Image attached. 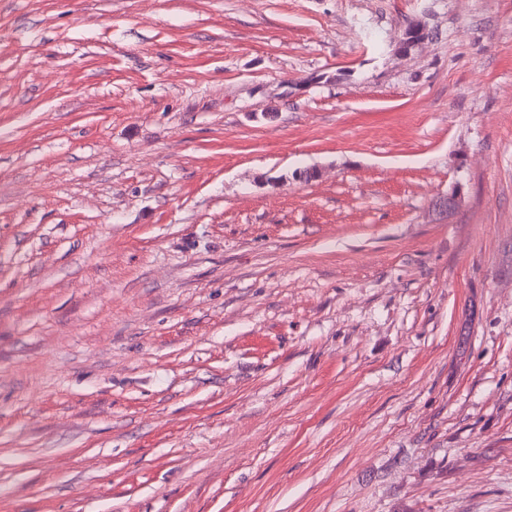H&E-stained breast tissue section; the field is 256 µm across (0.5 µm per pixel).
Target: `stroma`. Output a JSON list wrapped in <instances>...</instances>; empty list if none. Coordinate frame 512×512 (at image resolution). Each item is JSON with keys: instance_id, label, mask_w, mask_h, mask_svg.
<instances>
[{"instance_id": "stroma-1", "label": "stroma", "mask_w": 512, "mask_h": 512, "mask_svg": "<svg viewBox=\"0 0 512 512\" xmlns=\"http://www.w3.org/2000/svg\"><path fill=\"white\" fill-rule=\"evenodd\" d=\"M0 512H512V0H0Z\"/></svg>"}]
</instances>
